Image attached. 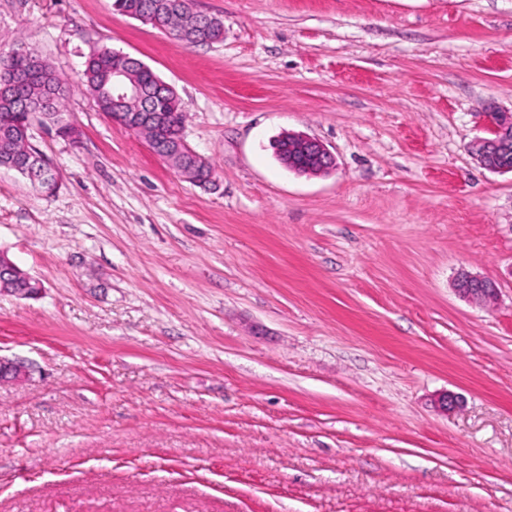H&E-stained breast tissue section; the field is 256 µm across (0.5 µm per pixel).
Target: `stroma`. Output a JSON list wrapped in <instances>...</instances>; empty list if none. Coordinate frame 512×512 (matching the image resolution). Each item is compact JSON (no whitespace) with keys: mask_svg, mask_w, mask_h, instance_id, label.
<instances>
[{"mask_svg":"<svg viewBox=\"0 0 512 512\" xmlns=\"http://www.w3.org/2000/svg\"><path fill=\"white\" fill-rule=\"evenodd\" d=\"M113 0H0V50L77 79L109 48L171 85L200 187L73 88L0 167V512H512V0H194L193 46ZM287 132L335 167L277 159ZM494 280L483 305L453 289ZM460 404L445 413L438 395ZM497 121L491 122L494 138H479L470 145V152L477 162L490 171H512V166L501 164L498 156L512 150V113L494 112ZM462 273L456 279L454 288L461 297L478 302H482L481 297L485 294H492L496 298L498 288L495 281L477 274Z\"/></svg>","mask_w":512,"mask_h":512,"instance_id":"1","label":"stroma"}]
</instances>
